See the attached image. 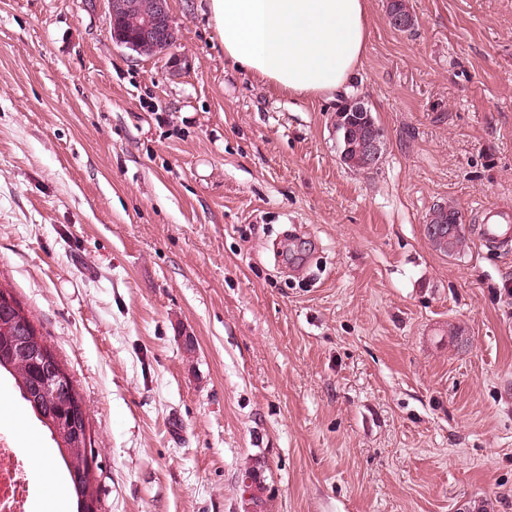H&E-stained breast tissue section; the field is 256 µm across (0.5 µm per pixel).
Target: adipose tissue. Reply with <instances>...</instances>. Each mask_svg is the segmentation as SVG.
Wrapping results in <instances>:
<instances>
[{
  "instance_id": "ef3b65f1",
  "label": "adipose tissue",
  "mask_w": 512,
  "mask_h": 512,
  "mask_svg": "<svg viewBox=\"0 0 512 512\" xmlns=\"http://www.w3.org/2000/svg\"><path fill=\"white\" fill-rule=\"evenodd\" d=\"M224 56L296 96L336 91L365 51L366 0H208Z\"/></svg>"
}]
</instances>
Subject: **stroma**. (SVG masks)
Listing matches in <instances>:
<instances>
[{"label":"stroma","instance_id":"35a3bbf8","mask_svg":"<svg viewBox=\"0 0 512 512\" xmlns=\"http://www.w3.org/2000/svg\"><path fill=\"white\" fill-rule=\"evenodd\" d=\"M407 4L401 32L367 0L349 93L386 148L359 172L339 95L225 60L206 0H169L156 57L106 0H0V286L89 409L98 512H512V250L476 215L512 206V0ZM0 391L52 463L32 512L69 507ZM447 209H448L449 214H452V215L458 214L459 215V211L454 206L448 205ZM448 213H446L442 210H435V209L433 210V212L431 213L433 216V221L434 222H443V223L448 224V230H447V225H445V224L426 223V224H428L426 227V234L430 238L443 239V238L448 237V239H449L454 234V230H453L454 223L448 219V216H447Z\"/></svg>","mask_w":512,"mask_h":512}]
</instances>
